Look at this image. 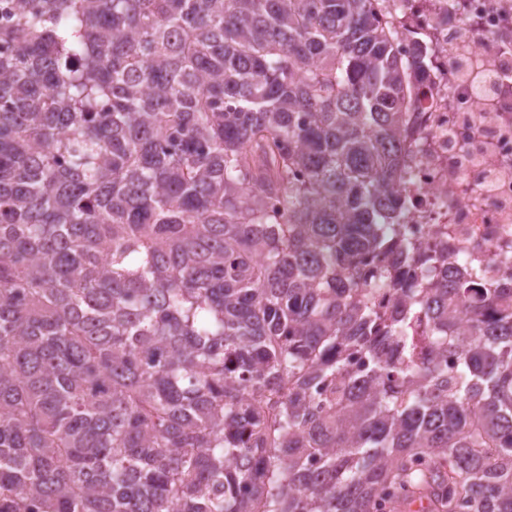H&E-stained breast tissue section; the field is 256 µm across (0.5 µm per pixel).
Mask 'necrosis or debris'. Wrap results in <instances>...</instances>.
Segmentation results:
<instances>
[{
	"instance_id": "necrosis-or-debris-1",
	"label": "necrosis or debris",
	"mask_w": 512,
	"mask_h": 512,
	"mask_svg": "<svg viewBox=\"0 0 512 512\" xmlns=\"http://www.w3.org/2000/svg\"><path fill=\"white\" fill-rule=\"evenodd\" d=\"M401 56L433 50L422 108L407 116L400 180L412 239L439 229L463 260L512 244V0H402Z\"/></svg>"
}]
</instances>
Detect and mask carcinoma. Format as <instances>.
<instances>
[{"label":"carcinoma","mask_w":512,"mask_h":512,"mask_svg":"<svg viewBox=\"0 0 512 512\" xmlns=\"http://www.w3.org/2000/svg\"><path fill=\"white\" fill-rule=\"evenodd\" d=\"M428 65L373 0L0 12L8 508L512 512V251L395 193Z\"/></svg>","instance_id":"1"}]
</instances>
